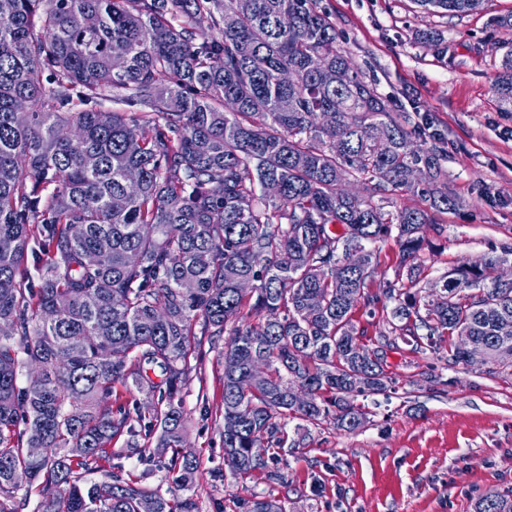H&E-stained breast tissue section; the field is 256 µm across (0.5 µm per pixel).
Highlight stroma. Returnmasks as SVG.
<instances>
[{"label":"stroma","instance_id":"35a3bbf8","mask_svg":"<svg viewBox=\"0 0 512 512\" xmlns=\"http://www.w3.org/2000/svg\"><path fill=\"white\" fill-rule=\"evenodd\" d=\"M338 43L395 112L422 137L440 133L455 207L427 228L418 256L423 277L463 262L483 263L512 248V111L493 90L512 33L492 16L512 0H482L458 16L428 12L413 0H320ZM433 32L422 44L417 35ZM447 342L417 352L399 343L385 373L396 392L372 407L355 432L325 423L280 463L288 487L222 476L224 361L210 344L191 360L182 395L184 449L199 465L200 512L251 493L286 497L287 512H473L491 491L512 492V375L490 363L447 366Z\"/></svg>","mask_w":512,"mask_h":512}]
</instances>
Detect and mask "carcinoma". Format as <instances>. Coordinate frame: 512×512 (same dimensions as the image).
<instances>
[{"label":"carcinoma","instance_id":"carcinoma-1","mask_svg":"<svg viewBox=\"0 0 512 512\" xmlns=\"http://www.w3.org/2000/svg\"><path fill=\"white\" fill-rule=\"evenodd\" d=\"M204 21L215 34L199 40ZM337 38L320 0H0V512L29 507L25 483L39 487L34 512H199L198 464L179 448L206 338L227 337L230 478L285 489L282 453L303 442L289 422L360 428L357 397L388 395L398 340L424 351L446 337L448 366L481 350L512 370V335L497 329L512 320V281L497 273L512 250L459 264L438 297L421 284L425 227L454 207L440 147H414ZM494 91L512 109V49ZM349 180L379 198L346 194ZM397 190L421 205H397ZM391 237L393 276L374 289L376 245ZM378 306L390 318L369 349L353 314ZM117 384L149 405H110ZM295 384L306 402L291 401ZM122 435L146 462L153 443L173 449L159 469L179 492L112 463ZM263 447L275 452L250 454ZM104 463L108 479L93 480ZM233 507L286 512V500ZM474 512H512V494Z\"/></svg>","mask_w":512,"mask_h":512}]
</instances>
